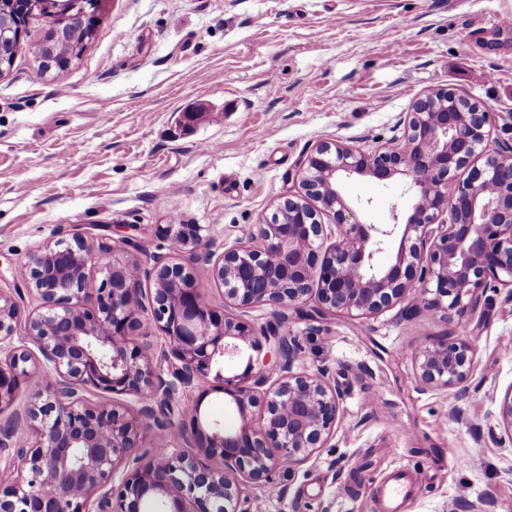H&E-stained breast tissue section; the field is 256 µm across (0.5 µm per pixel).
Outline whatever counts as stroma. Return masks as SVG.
Returning <instances> with one entry per match:
<instances>
[{"mask_svg":"<svg viewBox=\"0 0 512 512\" xmlns=\"http://www.w3.org/2000/svg\"><path fill=\"white\" fill-rule=\"evenodd\" d=\"M512 0H106L80 60L37 75L19 50L0 76V292L33 310L16 277L39 246L80 231L119 261L152 266L176 234L233 242L296 194L297 163L322 141L373 150L403 137L428 91L453 88L512 113ZM365 220L411 207L404 179L350 181ZM463 334L468 388L421 389L414 355L453 323L403 315L241 310L295 337L304 366L345 393L328 447L283 495L251 490L255 512H375L372 487L402 470L419 486L404 512H512V440L496 424L512 388V292Z\"/></svg>","mask_w":512,"mask_h":512,"instance_id":"1","label":"stroma"}]
</instances>
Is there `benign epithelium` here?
Masks as SVG:
<instances>
[{
	"mask_svg": "<svg viewBox=\"0 0 512 512\" xmlns=\"http://www.w3.org/2000/svg\"><path fill=\"white\" fill-rule=\"evenodd\" d=\"M39 6L16 8V41ZM98 14L74 4L54 16L50 41L70 44L75 30L95 28ZM67 50L39 60L51 71L70 66ZM501 116L452 88L430 91L408 113L403 146L363 150L319 143L298 164L300 191L280 201L247 239L217 245L176 238L173 255L153 266L107 257L82 234L48 242L20 263L17 276L37 308L22 314L0 292V512H246L247 489L283 494L273 480L294 471L336 434L344 394L323 370L302 367L288 336L256 332L232 310L315 303L322 316L361 320L408 301L407 310L440 314L457 326L485 311L488 281L512 289V145L489 148ZM468 171L466 179L459 172ZM409 178L408 209L391 208L388 224L360 220L362 203L343 184ZM331 215L334 223H323ZM398 243L389 264L375 255ZM103 274L100 279L93 270ZM204 273L224 287V305L197 288ZM152 278L150 306L142 278ZM151 321L169 345L163 377L147 342L132 336ZM275 345V360L259 358ZM244 352L240 372L224 355ZM35 364L40 385L6 417ZM423 389H448L475 371V347L445 336L415 355ZM213 378L202 389L200 383ZM199 390L175 423L165 409ZM95 390L112 401L89 402ZM265 396L260 421L253 408ZM212 393L238 417L235 429L202 421ZM497 425L512 439V389ZM149 440L162 453L141 451Z\"/></svg>",
	"mask_w": 512,
	"mask_h": 512,
	"instance_id": "benign-epithelium-1",
	"label": "benign epithelium"
}]
</instances>
